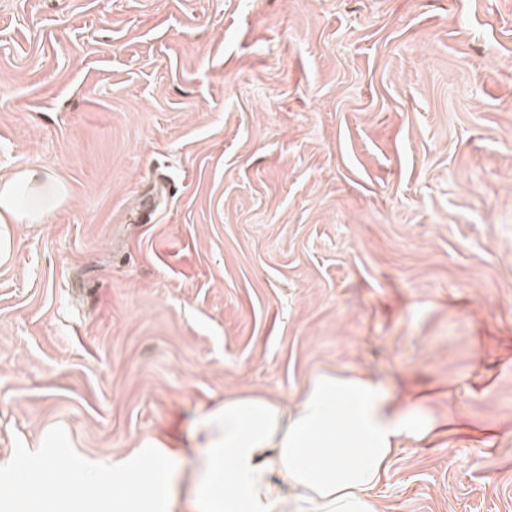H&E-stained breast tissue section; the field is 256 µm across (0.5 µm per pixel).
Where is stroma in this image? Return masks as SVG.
I'll return each instance as SVG.
<instances>
[{
    "instance_id": "35a3bbf8",
    "label": "stroma",
    "mask_w": 512,
    "mask_h": 512,
    "mask_svg": "<svg viewBox=\"0 0 512 512\" xmlns=\"http://www.w3.org/2000/svg\"><path fill=\"white\" fill-rule=\"evenodd\" d=\"M0 479L315 372L427 397L379 512H512V0H0ZM68 197L65 185L47 168L18 167L0 175V266L14 258L20 224H42ZM40 199L39 204L33 201Z\"/></svg>"
}]
</instances>
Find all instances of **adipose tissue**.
I'll use <instances>...</instances> for the list:
<instances>
[{
  "mask_svg": "<svg viewBox=\"0 0 512 512\" xmlns=\"http://www.w3.org/2000/svg\"><path fill=\"white\" fill-rule=\"evenodd\" d=\"M68 197L47 168L0 175V266L19 225L41 224ZM372 378L321 372L295 406L260 392L230 395L203 415L190 464L156 437L111 463L83 466L57 490L54 462L9 489L16 512H377L373 492L403 442L436 427Z\"/></svg>",
  "mask_w": 512,
  "mask_h": 512,
  "instance_id": "ef3b65f1",
  "label": "adipose tissue"
}]
</instances>
